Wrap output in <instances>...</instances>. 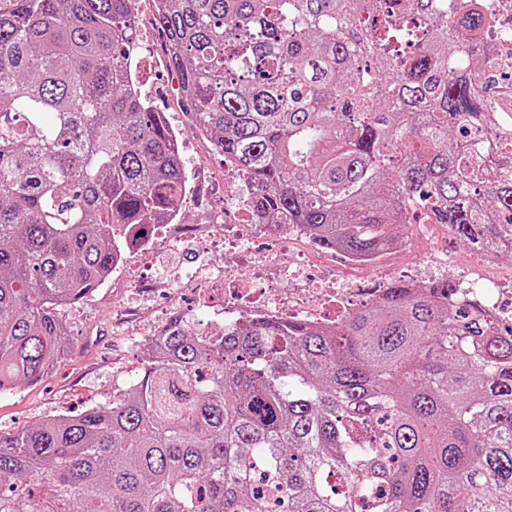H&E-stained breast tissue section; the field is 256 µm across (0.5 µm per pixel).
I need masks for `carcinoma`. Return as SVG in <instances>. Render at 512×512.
<instances>
[{"mask_svg": "<svg viewBox=\"0 0 512 512\" xmlns=\"http://www.w3.org/2000/svg\"><path fill=\"white\" fill-rule=\"evenodd\" d=\"M136 2L0 0V392L69 355L57 305L186 194L178 138L132 84ZM153 4L191 129L242 172L256 223L359 258L418 210L478 249L512 237L478 9ZM472 300L394 280L334 326L260 317L219 340L175 316L111 403L0 431V512H271L263 471L288 512H512V325Z\"/></svg>", "mask_w": 512, "mask_h": 512, "instance_id": "obj_1", "label": "carcinoma"}]
</instances>
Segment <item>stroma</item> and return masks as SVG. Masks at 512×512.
Here are the masks:
<instances>
[{"label":"stroma","mask_w":512,"mask_h":512,"mask_svg":"<svg viewBox=\"0 0 512 512\" xmlns=\"http://www.w3.org/2000/svg\"><path fill=\"white\" fill-rule=\"evenodd\" d=\"M141 90L158 111L164 112L180 139L181 162L189 178V190L178 207L176 223L158 228L155 245L147 261L153 279L170 274L185 275L201 264L220 269L224 251L184 236L174 242L180 227L210 223L224 209V158L210 138L193 132L191 116L175 92L177 83L166 61L163 40L152 23L151 0H138ZM452 253L454 264L443 269L445 277L459 281L477 269L472 249L461 243L440 224L427 232L413 234L396 253L376 262L374 276L364 279L363 288L397 278L402 271L423 264L438 249ZM137 276L133 264L117 268L112 276L87 298L59 310L67 326L72 353L51 375L31 385L16 384L0 393V429L32 427L50 415L64 414L111 401L114 393L128 389L140 377L147 355L138 349L140 336L163 332L174 315L191 324L226 321L232 314L224 308L223 297L211 307H199L191 292L179 303H171L166 289L133 288Z\"/></svg>","instance_id":"35a3bbf8"}]
</instances>
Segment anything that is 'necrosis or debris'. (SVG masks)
<instances>
[{
	"mask_svg": "<svg viewBox=\"0 0 512 512\" xmlns=\"http://www.w3.org/2000/svg\"><path fill=\"white\" fill-rule=\"evenodd\" d=\"M492 15V28L483 34L484 60L496 75L497 100L507 122L512 123V0H487ZM237 197L224 196V248L228 253L220 270L200 266L187 279L173 278L167 283L171 294H178L184 282L195 286L203 305H210L216 291H223L224 306L238 320L256 316L281 321L302 319L314 321L321 308L328 304L350 307L356 280L336 272L313 273L309 260L284 266L268 255H246L245 245L252 237V227L235 223ZM288 280V291L265 297L266 288L274 282ZM466 287L479 289L478 303L500 319L512 317V308L505 306L504 296L512 292V283L483 275L466 280Z\"/></svg>",
	"mask_w": 512,
	"mask_h": 512,
	"instance_id": "necrosis-or-debris-1",
	"label": "necrosis or debris"
}]
</instances>
